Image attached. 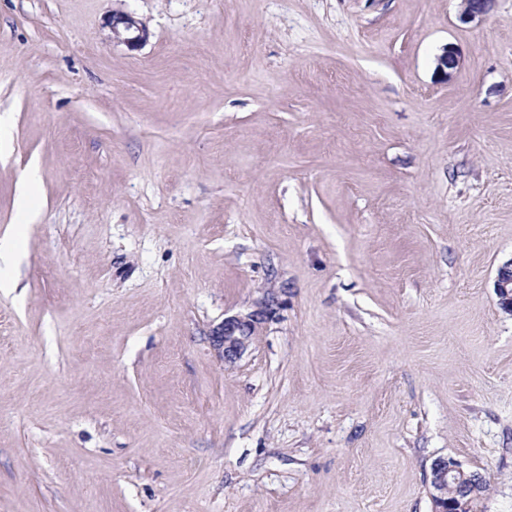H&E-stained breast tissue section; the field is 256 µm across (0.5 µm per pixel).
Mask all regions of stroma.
Wrapping results in <instances>:
<instances>
[{
    "mask_svg": "<svg viewBox=\"0 0 512 512\" xmlns=\"http://www.w3.org/2000/svg\"><path fill=\"white\" fill-rule=\"evenodd\" d=\"M460 12L0 0V512H434L447 458L512 512V0ZM107 24L112 29V39L124 44L131 51L140 49L148 39L146 26L132 15L112 14ZM21 256V244L17 237L0 239V288L14 286V282L2 274L10 271ZM495 292L501 308L505 312L512 313V260L499 268L495 280ZM273 299H264L256 310L225 318L224 325L215 333L217 345L224 348V362L233 363L246 351L255 327L273 306Z\"/></svg>",
    "mask_w": 512,
    "mask_h": 512,
    "instance_id": "stroma-1",
    "label": "stroma"
}]
</instances>
